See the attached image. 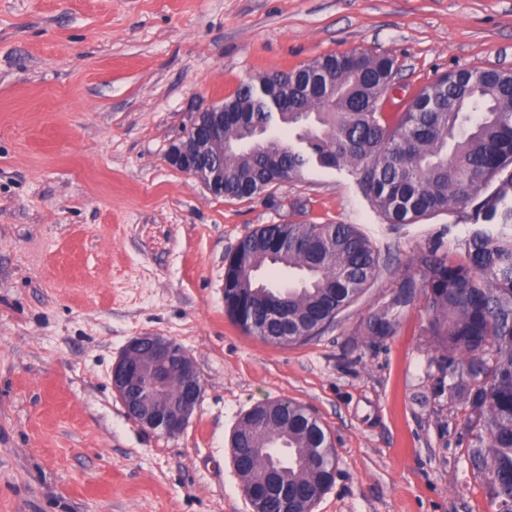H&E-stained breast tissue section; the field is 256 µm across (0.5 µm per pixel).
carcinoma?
<instances>
[{
	"label": "carcinoma",
	"instance_id": "cac0c4a2",
	"mask_svg": "<svg viewBox=\"0 0 512 512\" xmlns=\"http://www.w3.org/2000/svg\"><path fill=\"white\" fill-rule=\"evenodd\" d=\"M395 61L368 50L323 55L289 72L244 84L224 101L226 198L250 199L299 176L310 161L350 167L367 201L388 224H414L457 211L471 225L459 262L439 238L414 257L417 276L396 284L371 313L363 335L395 334L400 312L422 291L428 333L441 351L449 389L462 395L471 422V456L497 512H512V73L460 69L423 87L404 112L382 111ZM286 125L296 142L270 134ZM270 265L298 275L272 286L255 273ZM380 251L353 224H263L224 265V312L266 342L311 339L370 287ZM288 297V328L268 317ZM231 451L262 448L238 462L244 486L270 468L312 508L331 485L336 455L321 421L289 401L248 410Z\"/></svg>",
	"mask_w": 512,
	"mask_h": 512
}]
</instances>
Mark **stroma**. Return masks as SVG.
Returning a JSON list of instances; mask_svg holds the SVG:
<instances>
[{
  "label": "stroma",
  "instance_id": "1",
  "mask_svg": "<svg viewBox=\"0 0 512 512\" xmlns=\"http://www.w3.org/2000/svg\"><path fill=\"white\" fill-rule=\"evenodd\" d=\"M395 59L386 111L459 69L512 71V0H0V512H252L229 439L288 399L327 428L332 485L312 512H496L471 410L449 390L423 294L393 336H363L412 259L467 224H389L347 170L310 167L248 200L212 194L167 153L244 83L330 53ZM264 224H353L381 252L371 288L288 345L224 313V258ZM151 333L203 389L170 437L110 384Z\"/></svg>",
  "mask_w": 512,
  "mask_h": 512
}]
</instances>
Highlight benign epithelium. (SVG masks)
Segmentation results:
<instances>
[{
	"instance_id": "obj_1",
	"label": "benign epithelium",
	"mask_w": 512,
	"mask_h": 512,
	"mask_svg": "<svg viewBox=\"0 0 512 512\" xmlns=\"http://www.w3.org/2000/svg\"><path fill=\"white\" fill-rule=\"evenodd\" d=\"M224 153V106L199 112L182 138L171 145V164L194 170L201 146ZM199 179L209 191L224 185V170L207 169ZM112 390L140 427L168 436L181 434L198 405L202 380L191 355L173 340L144 334L132 337L111 369Z\"/></svg>"
}]
</instances>
